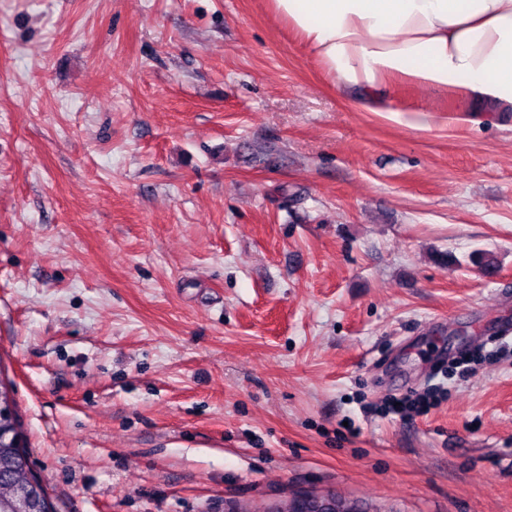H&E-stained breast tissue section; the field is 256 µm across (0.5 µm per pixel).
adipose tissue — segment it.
Returning a JSON list of instances; mask_svg holds the SVG:
<instances>
[{
	"instance_id": "adipose-tissue-1",
	"label": "adipose tissue",
	"mask_w": 512,
	"mask_h": 512,
	"mask_svg": "<svg viewBox=\"0 0 512 512\" xmlns=\"http://www.w3.org/2000/svg\"><path fill=\"white\" fill-rule=\"evenodd\" d=\"M344 92L391 112L402 83L512 112V0H269Z\"/></svg>"
}]
</instances>
